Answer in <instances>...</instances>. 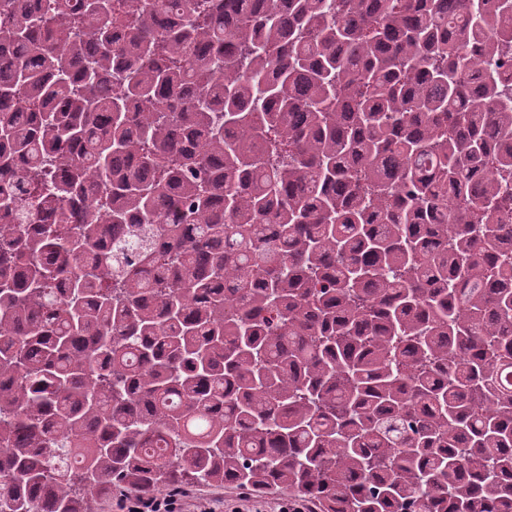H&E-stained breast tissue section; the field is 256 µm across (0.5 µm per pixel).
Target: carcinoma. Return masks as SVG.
Instances as JSON below:
<instances>
[{
	"label": "carcinoma",
	"mask_w": 512,
	"mask_h": 512,
	"mask_svg": "<svg viewBox=\"0 0 512 512\" xmlns=\"http://www.w3.org/2000/svg\"><path fill=\"white\" fill-rule=\"evenodd\" d=\"M195 484L512 512V0H0V512Z\"/></svg>",
	"instance_id": "1"
}]
</instances>
